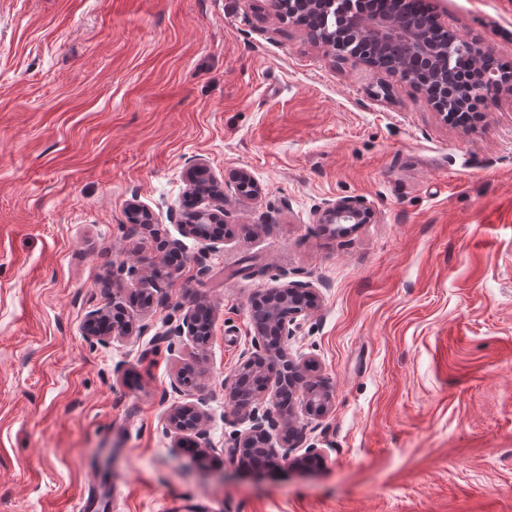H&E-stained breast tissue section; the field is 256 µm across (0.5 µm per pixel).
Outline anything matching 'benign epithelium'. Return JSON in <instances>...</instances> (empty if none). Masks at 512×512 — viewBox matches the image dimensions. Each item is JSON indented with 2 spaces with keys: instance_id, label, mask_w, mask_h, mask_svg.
Here are the masks:
<instances>
[{
  "instance_id": "obj_1",
  "label": "benign epithelium",
  "mask_w": 512,
  "mask_h": 512,
  "mask_svg": "<svg viewBox=\"0 0 512 512\" xmlns=\"http://www.w3.org/2000/svg\"><path fill=\"white\" fill-rule=\"evenodd\" d=\"M300 4L315 17L310 35L333 50L340 48L336 37L341 35V26L345 25L381 47L403 41L423 52L429 64L436 65V81L443 94L439 95L422 85L417 89L445 119L448 112H459L476 99L485 102L495 95L512 94V79L504 83L496 75L484 72L469 81V90L464 96L449 87L448 75L454 69V54L447 49L437 51L433 46L431 31L416 20L409 22L403 31L395 24L393 15L370 14L351 0H300ZM185 179L187 194L193 198L194 207L180 211L178 229L182 236L213 248L224 242L227 217L224 207L225 183L202 161L193 162L186 168ZM227 180L235 185L236 190H245L248 199L257 201L261 198L262 187L249 170L234 169L228 173ZM128 214L138 216L139 223L150 228L153 234H159L153 211L138 199L134 198L128 203ZM373 218L371 208L346 199L329 201L317 213V222L336 225L338 234L345 233L349 224H369ZM181 250L179 242L166 241L161 269L153 270L145 278L147 287L141 290L143 313H149L153 307L158 282L174 278L183 267ZM317 293L318 289L311 283L290 281L288 274L282 273L276 278V284L258 300L263 312L260 323L254 326L252 348L244 353L234 374L224 382L225 406L231 408L235 419L245 425L236 433L231 453L256 456L261 464L269 467L285 462L290 468H305L324 458L320 448H307L300 455L294 454L300 436L291 414L298 406L309 417L325 416L333 403L331 390L324 383L306 379V374L315 368L312 359L295 358L288 352V339L293 336V326L297 324L298 317L308 315L316 306ZM120 298V292L116 291L112 293V306L93 309L86 314L82 325L85 336L107 346L115 340L130 341L143 330L135 321L121 318ZM211 332V307L193 304L186 309L182 322L163 333L161 340L167 342L172 350L188 348L197 356L206 350ZM268 371L281 375L285 394L277 392L270 398L239 397V386L247 374L262 375ZM197 379L194 366L183 363L175 370L171 387L178 393L188 392L196 386ZM205 404L204 399L198 398L169 410L162 433L172 440L173 447H192L201 453L206 452L199 446V441L206 436L209 421L203 409Z\"/></svg>"
}]
</instances>
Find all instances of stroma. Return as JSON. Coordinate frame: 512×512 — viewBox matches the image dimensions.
I'll return each mask as SVG.
<instances>
[{
    "label": "stroma",
    "mask_w": 512,
    "mask_h": 512,
    "mask_svg": "<svg viewBox=\"0 0 512 512\" xmlns=\"http://www.w3.org/2000/svg\"><path fill=\"white\" fill-rule=\"evenodd\" d=\"M429 4L512 62V0ZM196 158L263 189L228 193L211 250L170 219ZM135 198L185 257L145 317L158 238ZM336 199L374 223L335 235L315 215ZM283 271L320 294L288 349L333 392L324 418L294 417L325 462L251 469L224 381ZM111 280L146 326L103 347L82 323ZM196 302L214 311L204 456L162 432L185 398L160 336ZM89 490L112 512H512V95L444 122L268 0H0V512H72Z\"/></svg>",
    "instance_id": "35a3bbf8"
}]
</instances>
